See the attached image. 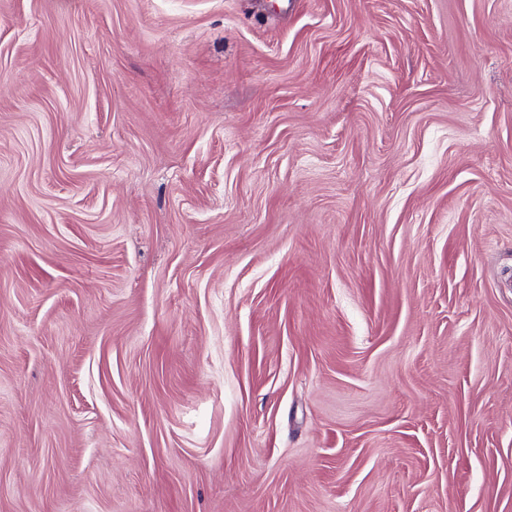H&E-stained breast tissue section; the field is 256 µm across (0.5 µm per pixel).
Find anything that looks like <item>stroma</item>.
<instances>
[{
  "mask_svg": "<svg viewBox=\"0 0 512 512\" xmlns=\"http://www.w3.org/2000/svg\"><path fill=\"white\" fill-rule=\"evenodd\" d=\"M0 512H512V0H0Z\"/></svg>",
  "mask_w": 512,
  "mask_h": 512,
  "instance_id": "obj_1",
  "label": "stroma"
}]
</instances>
